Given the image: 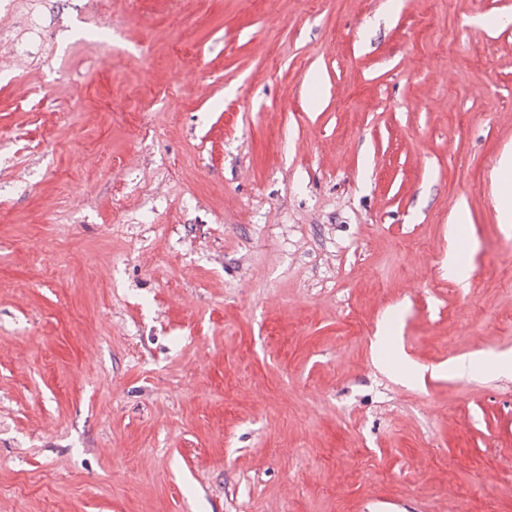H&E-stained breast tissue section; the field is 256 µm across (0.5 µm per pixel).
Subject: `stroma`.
Here are the masks:
<instances>
[{
	"mask_svg": "<svg viewBox=\"0 0 512 512\" xmlns=\"http://www.w3.org/2000/svg\"><path fill=\"white\" fill-rule=\"evenodd\" d=\"M44 11L0 60V512H512V0ZM499 176L504 185V191L499 202V216L501 223H512V197H510L508 188L512 185V156L506 155L502 158L499 166Z\"/></svg>",
	"mask_w": 512,
	"mask_h": 512,
	"instance_id": "stroma-1",
	"label": "stroma"
}]
</instances>
